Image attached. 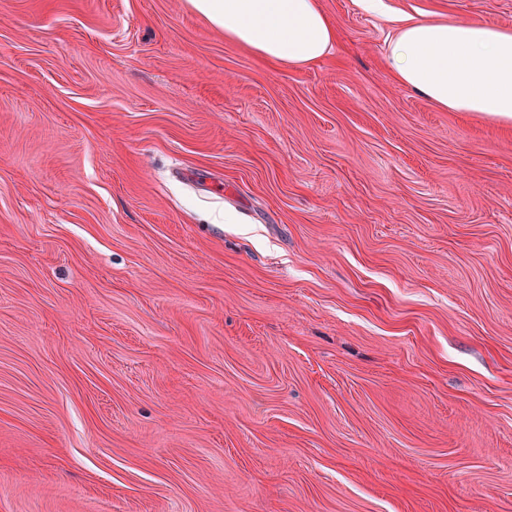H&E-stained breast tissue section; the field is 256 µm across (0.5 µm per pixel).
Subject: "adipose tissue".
Masks as SVG:
<instances>
[{"label":"adipose tissue","mask_w":512,"mask_h":512,"mask_svg":"<svg viewBox=\"0 0 512 512\" xmlns=\"http://www.w3.org/2000/svg\"><path fill=\"white\" fill-rule=\"evenodd\" d=\"M225 40L262 60L311 67L335 47L320 0H187ZM393 77L452 112L512 120V29L426 16L403 21L388 46Z\"/></svg>","instance_id":"1"}]
</instances>
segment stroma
I'll return each mask as SVG.
<instances>
[{
  "label": "stroma",
  "instance_id": "stroma-1",
  "mask_svg": "<svg viewBox=\"0 0 512 512\" xmlns=\"http://www.w3.org/2000/svg\"><path fill=\"white\" fill-rule=\"evenodd\" d=\"M320 2L0 0V512H512V121L386 59L512 0ZM225 40L289 69L311 67L335 47V25L320 0H187Z\"/></svg>",
  "mask_w": 512,
  "mask_h": 512
}]
</instances>
